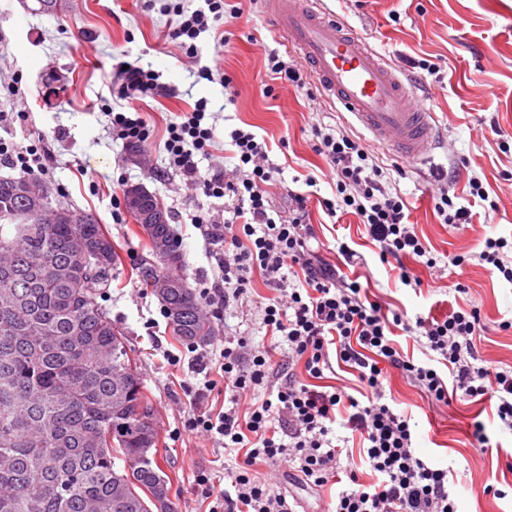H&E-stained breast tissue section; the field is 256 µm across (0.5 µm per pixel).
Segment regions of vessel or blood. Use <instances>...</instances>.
<instances>
[{
    "instance_id": "vessel-or-blood-1",
    "label": "vessel or blood",
    "mask_w": 512,
    "mask_h": 512,
    "mask_svg": "<svg viewBox=\"0 0 512 512\" xmlns=\"http://www.w3.org/2000/svg\"><path fill=\"white\" fill-rule=\"evenodd\" d=\"M316 0H264L272 29L301 52L315 84L350 112L372 139L413 162L434 143L414 90L354 29L315 10Z\"/></svg>"
}]
</instances>
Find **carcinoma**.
<instances>
[{"label": "carcinoma", "mask_w": 512, "mask_h": 512, "mask_svg": "<svg viewBox=\"0 0 512 512\" xmlns=\"http://www.w3.org/2000/svg\"><path fill=\"white\" fill-rule=\"evenodd\" d=\"M0 177V512H174L157 462V411L145 393L126 333L99 303L120 264L112 238L92 218L43 198L33 213ZM68 215L54 218L53 211ZM147 250L140 285L175 279L159 297L172 336L203 344L214 325L182 274L154 264L168 224H141Z\"/></svg>", "instance_id": "1"}]
</instances>
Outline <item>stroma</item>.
Instances as JSON below:
<instances>
[{
	"label": "stroma",
	"instance_id": "stroma-1",
	"mask_svg": "<svg viewBox=\"0 0 512 512\" xmlns=\"http://www.w3.org/2000/svg\"><path fill=\"white\" fill-rule=\"evenodd\" d=\"M165 0H57L54 11H43L39 0H0V82L22 71V101L0 95V113L19 107L25 115L0 123V137L43 147L53 202L69 205L97 219L109 232L121 257L104 304L114 324L125 329L147 393L160 415V465L169 475L174 512H207L209 501L194 483L198 472L223 479L233 464V452L211 441L173 437L198 397L183 384L182 372H171L163 350L178 348L160 321L158 298L141 287L135 265L145 239L133 219L114 223L112 196L126 185L142 184L156 193L171 212V225L184 258V273L200 289L218 273L216 261L194 217L223 223L224 202L188 189L172 168L164 149L167 124L207 98L216 114V139L235 128L252 131L267 142L272 162L281 174L268 191L274 207L288 209L289 191L306 192L307 209L326 248L345 241L358 252L355 272L372 293L408 315L445 314L470 305L481 311L484 337L482 359L512 366V331L500 330L512 321V284L489 274L476 255L485 237L512 238V150L501 152L498 141L512 146V0H321L335 15L362 33L371 45L418 90L420 105L434 114L435 145L425 163L407 165L399 187L411 205L418 233L441 259L466 254L463 268L445 267L432 287L414 292L397 278L391 265L381 263L378 249L363 232L356 216L329 217L320 197L332 194V175L313 144L320 125L369 142L362 127L339 105L315 98V85L298 88L270 79L267 53L283 59L295 53L275 39L259 0H232L235 16L223 29L229 45L213 35L199 40L202 63L224 60V71L235 86L233 104H225L219 82L195 81L191 63L179 62V51L167 31L171 16L162 14ZM427 60L428 69L412 67ZM139 62L159 73L171 93L145 98L139 106L151 138L139 150L117 139L105 116L90 110L98 97L117 101L114 77L122 63ZM447 173V184L437 182ZM315 178L306 187V178ZM480 178L489 202L469 194L470 178ZM447 187L456 206L468 207L471 222L455 231L434 208L440 187ZM467 290L453 291L455 282ZM216 337L244 336L260 343L265 329L253 311L228 307L215 312ZM397 410L417 422L415 446L431 464L450 469L448 487L460 512H512V495L498 499L486 485L512 486V432L502 429L491 401L454 398L450 406L433 409L425 393L400 373H392L387 391ZM482 422L495 454L478 456L470 444V427Z\"/></svg>",
	"mask_w": 512,
	"mask_h": 512
}]
</instances>
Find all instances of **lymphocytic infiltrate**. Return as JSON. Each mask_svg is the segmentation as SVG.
I'll list each match as a JSON object with an SVG mask.
<instances>
[{"mask_svg":"<svg viewBox=\"0 0 512 512\" xmlns=\"http://www.w3.org/2000/svg\"><path fill=\"white\" fill-rule=\"evenodd\" d=\"M166 11L176 18L169 39L183 58L195 60L202 33L223 38L229 3L173 0ZM119 77L121 107L105 103L101 110L124 143H145L150 128L137 103L158 93L160 75L134 62ZM211 116L208 100L198 99L167 125L164 142L171 164L190 184L207 197L228 201L230 219L199 227L219 270L200 295L209 306L259 309L270 340L259 346L240 336L209 348L187 346L182 356L165 354L170 365L187 363L199 394L224 388L221 408L192 412L182 423L187 437L213 441L235 454L225 486H216L205 472L194 478L211 501L208 512H305L298 499L256 471L259 463L277 466L310 487L335 485L330 512H458L447 470L418 456L411 415L388 402L387 372L394 369L414 381L435 407L449 405L455 392L493 401L503 427L512 431V367L479 358L476 342L484 328L479 310L469 306L444 317L411 318L386 308L343 272V264L355 257L347 243L337 244L336 261L321 255L302 193L289 192L287 212L271 206L266 188L277 169L267 143L254 133L230 132L238 159L234 170L200 172L199 158L209 156L216 143ZM314 149L335 178L333 197L320 200L326 214L356 215L378 243L381 262L396 261L401 283L422 288L412 264L433 272L437 260L410 220L407 198L393 186L395 178L405 177L404 167L384 171L372 150L347 134L317 133ZM256 276L270 296L254 294ZM401 334L420 342L424 360L404 353L397 341ZM336 362L350 369L356 394L341 386L317 387ZM336 424L358 434L371 481L342 465L345 449L331 437Z\"/></svg>","mask_w":512,"mask_h":512,"instance_id":"lymphocytic-infiltrate-1","label":"lymphocytic infiltrate"}]
</instances>
